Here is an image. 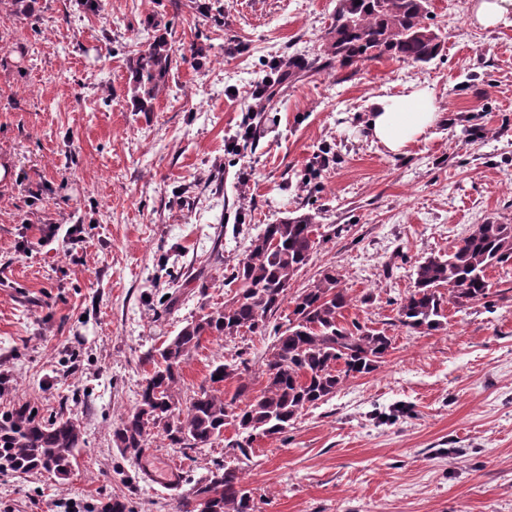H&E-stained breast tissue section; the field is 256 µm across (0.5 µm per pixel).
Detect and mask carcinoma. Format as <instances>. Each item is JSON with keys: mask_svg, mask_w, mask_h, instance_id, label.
<instances>
[{"mask_svg": "<svg viewBox=\"0 0 512 512\" xmlns=\"http://www.w3.org/2000/svg\"><path fill=\"white\" fill-rule=\"evenodd\" d=\"M429 0H337L332 22L322 36L326 66L356 67L383 56L428 63L441 51L440 36L426 24ZM172 55L159 36L132 62L133 105L154 111L166 86ZM314 217L302 213L268 224L232 267L235 294L210 306L160 347L147 351L152 365L136 406L113 427V442L130 458L142 456L151 430L161 431L170 448H208L232 425L243 438L227 444L248 457L254 439L286 432L305 409L334 396L348 380L370 374L392 348V339L358 321L344 324L353 298L342 275L330 266L310 287L288 297V285L317 248ZM512 266V224H477L448 252L415 266L413 289L400 300L401 326L430 332L445 328V305L466 310L487 303V270ZM292 306L285 329L263 358L265 385L249 395L248 361L222 363L210 372V386L186 398L179 388L181 367L206 336L262 335L268 317ZM237 383L231 399L220 385ZM84 444L79 423L64 413L45 415L30 400L0 406V473L46 472L60 479L71 473L75 452ZM211 498L214 512H256L253 491L242 470L217 463L179 493L183 512H199L200 497Z\"/></svg>", "mask_w": 512, "mask_h": 512, "instance_id": "carcinoma-1", "label": "carcinoma"}]
</instances>
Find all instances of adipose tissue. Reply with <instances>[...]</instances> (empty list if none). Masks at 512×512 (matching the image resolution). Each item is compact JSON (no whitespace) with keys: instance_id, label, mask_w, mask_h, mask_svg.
Listing matches in <instances>:
<instances>
[{"instance_id":"adipose-tissue-1","label":"adipose tissue","mask_w":512,"mask_h":512,"mask_svg":"<svg viewBox=\"0 0 512 512\" xmlns=\"http://www.w3.org/2000/svg\"><path fill=\"white\" fill-rule=\"evenodd\" d=\"M429 87L411 84L406 93L383 95L372 101L369 131L388 151L400 156L418 142L440 120Z\"/></svg>"}]
</instances>
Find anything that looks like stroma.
<instances>
[{
    "instance_id": "1",
    "label": "stroma",
    "mask_w": 512,
    "mask_h": 512,
    "mask_svg": "<svg viewBox=\"0 0 512 512\" xmlns=\"http://www.w3.org/2000/svg\"><path fill=\"white\" fill-rule=\"evenodd\" d=\"M336 3L105 0L93 15L36 0L31 15L0 12V402L64 412L84 438L68 478L0 474V512H94L116 496L131 512H180L177 483L224 462L234 427L195 451L156 431L134 460L112 429L137 403L144 353L231 298L251 238L302 213L319 244L292 291L336 266L347 319L392 347L281 437L253 441L239 464L257 512H512V267L488 270L490 307L447 308L445 329L397 321L415 265L474 225L512 224V26L473 27L469 0H430L436 58L331 75L321 35ZM160 33L173 64L144 114L130 63ZM285 56L305 68L284 77ZM412 83L432 89L443 121L396 157L368 132L371 101ZM259 85L270 96L257 115ZM43 224L82 225L83 240L38 245ZM287 318L272 314L263 337L204 338L183 392L241 357L261 389Z\"/></svg>"
}]
</instances>
